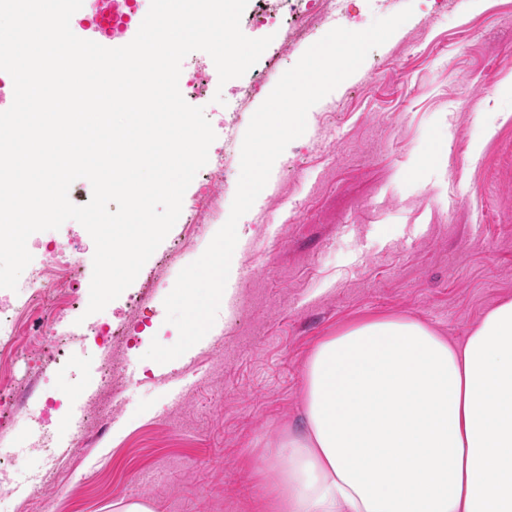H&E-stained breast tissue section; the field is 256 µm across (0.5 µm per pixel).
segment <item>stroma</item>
Segmentation results:
<instances>
[{"label":"stroma","mask_w":512,"mask_h":512,"mask_svg":"<svg viewBox=\"0 0 512 512\" xmlns=\"http://www.w3.org/2000/svg\"><path fill=\"white\" fill-rule=\"evenodd\" d=\"M408 5L412 17L309 110L305 133L240 218L226 287L241 307L219 310L179 358L145 359L152 340L177 341L164 299L226 222L224 211L180 254L172 246L187 227L175 223L134 282L95 313L136 340L129 350L113 345L121 374L111 387L97 355L81 358L76 388L54 346L14 358L17 413H39L60 393L66 404L98 406L100 418L64 448V424L53 416L48 463L28 453L22 425L0 429L21 450L6 493L11 512H115L120 501L154 512H254L256 467L265 449L301 427L303 367L319 342L391 315L460 342L512 300V0L472 9L464 0H346L330 26L362 31ZM326 29L286 45L271 28L243 26L271 43L224 84L207 53L186 56L222 88V103L203 104L216 134L210 153L224 147L225 122L244 135L273 90L266 83L236 113L242 89L268 61L291 68ZM57 240L79 248L78 283L89 293L91 236L73 220L34 233V262ZM42 469L51 485L31 488Z\"/></svg>","instance_id":"35a3bbf8"}]
</instances>
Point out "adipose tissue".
I'll use <instances>...</instances> for the list:
<instances>
[{
	"label": "adipose tissue",
	"instance_id": "adipose-tissue-1",
	"mask_svg": "<svg viewBox=\"0 0 512 512\" xmlns=\"http://www.w3.org/2000/svg\"><path fill=\"white\" fill-rule=\"evenodd\" d=\"M267 512H512V300L463 342L383 317L312 350Z\"/></svg>",
	"mask_w": 512,
	"mask_h": 512
}]
</instances>
